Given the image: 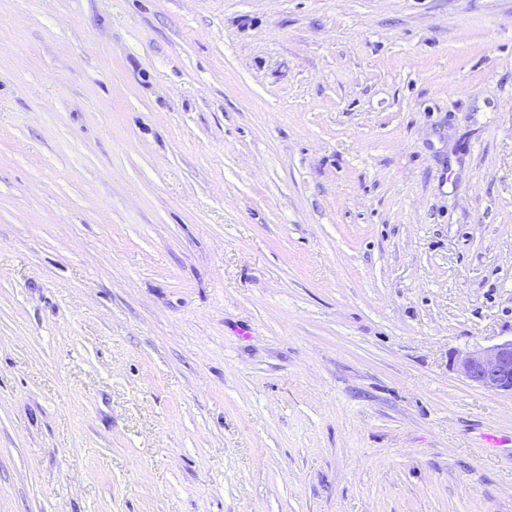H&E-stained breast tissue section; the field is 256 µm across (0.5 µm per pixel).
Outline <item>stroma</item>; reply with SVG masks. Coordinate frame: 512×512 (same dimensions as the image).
<instances>
[{"label": "stroma", "instance_id": "obj_1", "mask_svg": "<svg viewBox=\"0 0 512 512\" xmlns=\"http://www.w3.org/2000/svg\"><path fill=\"white\" fill-rule=\"evenodd\" d=\"M511 338L512 0H0V512H512ZM466 378L488 390L512 393V339L459 359Z\"/></svg>", "mask_w": 512, "mask_h": 512}]
</instances>
